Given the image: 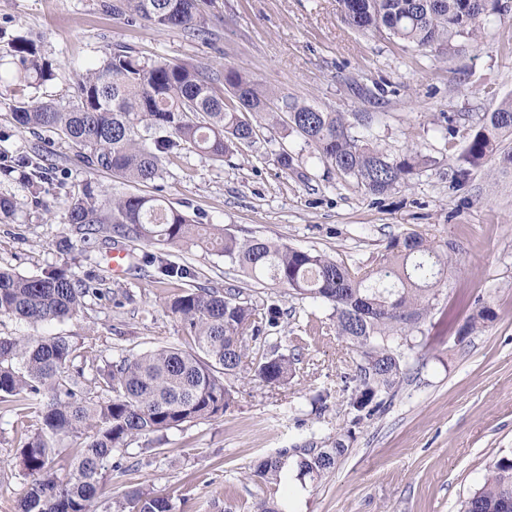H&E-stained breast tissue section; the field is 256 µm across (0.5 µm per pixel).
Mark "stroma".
Here are the masks:
<instances>
[{
	"mask_svg": "<svg viewBox=\"0 0 512 512\" xmlns=\"http://www.w3.org/2000/svg\"><path fill=\"white\" fill-rule=\"evenodd\" d=\"M111 2L0 0V157L48 146L56 167L37 198L17 176L0 174V195L16 202L13 215L0 219V267L31 276L67 266L111 290L63 322L30 327L0 317V336L72 335L97 365L118 348L187 350L192 343L167 300L188 288L234 284L252 298L278 300V339L304 351L288 384L265 385L243 365L238 399L224 415L184 424L160 444L133 441L129 451L140 466L113 478L107 497L142 487L170 497L175 512H250L261 494L248 478L257 461L314 436L345 433L348 453L322 482L285 468L277 493L284 512H459L483 483L488 460L512 457V171L488 165L454 182L482 114L512 95V0H497L480 46L461 39L451 50H421L352 28L336 0H206L204 37L130 24L110 11ZM18 38L53 67L55 79L40 90L47 98L68 100L76 79L122 44L147 58L236 67L279 95L344 113L358 136L389 155L413 149L430 163L408 185L375 197L321 161L286 122L254 115L253 143L223 158L182 151L147 185L92 174L57 134L13 123L11 46ZM284 152L292 170L278 162ZM87 182L154 195L201 223L324 252L352 267L375 266L392 238L412 231L455 248L460 263L448 269L399 391L383 413L355 426L345 378L359 357L337 338L329 306L255 282L217 251L199 248L164 247L168 261L186 269L181 280L134 272L113 278L103 249L79 240L61 245L74 235L69 196ZM485 308L493 320L459 338V328ZM320 393L328 399L318 414L311 402ZM32 425L0 403V512H16L24 493L15 455Z\"/></svg>",
	"mask_w": 512,
	"mask_h": 512,
	"instance_id": "stroma-1",
	"label": "stroma"
}]
</instances>
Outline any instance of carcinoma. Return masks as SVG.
Instances as JSON below:
<instances>
[{"label": "carcinoma", "mask_w": 512, "mask_h": 512, "mask_svg": "<svg viewBox=\"0 0 512 512\" xmlns=\"http://www.w3.org/2000/svg\"><path fill=\"white\" fill-rule=\"evenodd\" d=\"M201 0H118L110 5L130 20L142 19L163 29L192 36L208 33ZM345 22L361 31H387L420 49L450 45L455 39L477 42L493 0H338ZM17 99L10 107L16 126L49 128L78 149L84 166L107 171L128 183L148 184L161 178L164 162L192 148L221 158L254 138L242 112L270 119L288 116V126L315 147L320 159L355 177L373 196L409 183L428 159L415 151L391 157L353 133L341 112H324L282 98L235 67L208 68L164 58L141 57L117 45L100 64L78 77L71 100L61 103L39 96L53 79L51 65L34 43H13ZM512 138V97L483 113L465 149L463 161L478 169L493 160L512 167V151L501 148ZM52 152L0 168L20 173L31 195L39 197L52 169ZM68 223L80 240L101 241L112 249L117 234L127 241L178 245H211L255 282L270 280L289 295L327 304L336 336L357 352L353 377L351 424L371 420L397 391L402 366L420 345L418 333L438 305L452 255L416 232L390 240L376 267L360 271L318 251L304 250L255 236L238 237L214 224H198L153 195L117 194L102 205L91 184L71 197ZM155 268L171 280L184 270L151 253L130 269L144 276ZM106 296L100 281L80 279L66 267L23 276L0 269V316L29 325L65 321L77 315L88 297ZM190 335L194 350L160 346L138 354H119L105 361L90 380L82 345L70 336H0V403L14 402L23 416L36 418L26 436L18 466L28 479L19 512H174L169 497L140 488L124 493L111 506L101 500L102 483L112 473L124 475L138 465L126 450L142 437L162 440L184 424L227 412L236 402L237 377L257 352L254 376L267 386L288 383L300 360V347L280 348L270 336L279 326L281 308L244 296V288H189L169 302ZM493 318L483 309L465 323L458 336ZM352 434V431H347ZM345 434V435H347ZM345 435L311 438L298 449V474L320 480L348 451ZM82 449L64 475L54 465L65 449ZM287 453L260 460L249 478L261 489L254 512H281L278 485ZM484 483L460 512H512V458L486 465Z\"/></svg>", "instance_id": "carcinoma-1"}]
</instances>
